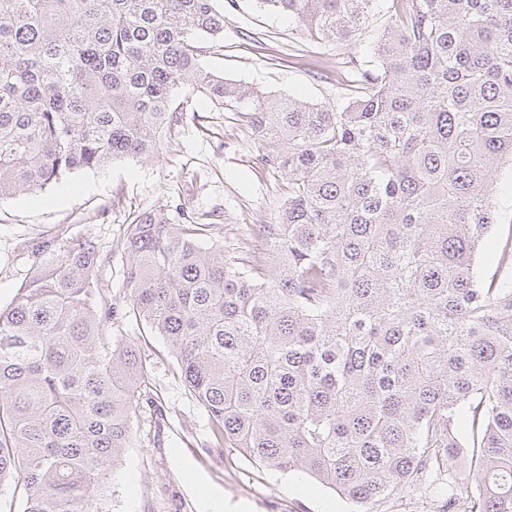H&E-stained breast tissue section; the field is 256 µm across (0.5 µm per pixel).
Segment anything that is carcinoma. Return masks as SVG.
<instances>
[{
  "mask_svg": "<svg viewBox=\"0 0 512 512\" xmlns=\"http://www.w3.org/2000/svg\"><path fill=\"white\" fill-rule=\"evenodd\" d=\"M347 41L380 0H257ZM324 106L234 84L202 58L222 0H0V198L161 154L179 86L243 103L288 180L264 252L140 213L125 301L76 235L37 245L0 309V486L21 512H110L148 368L111 325L162 337L214 446L369 507L426 485L447 512H512V240L479 255L512 170V0H387Z\"/></svg>",
  "mask_w": 512,
  "mask_h": 512,
  "instance_id": "carcinoma-1",
  "label": "carcinoma"
}]
</instances>
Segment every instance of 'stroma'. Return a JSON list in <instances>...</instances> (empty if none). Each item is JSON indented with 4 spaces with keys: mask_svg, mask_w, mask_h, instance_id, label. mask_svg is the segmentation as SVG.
I'll return each instance as SVG.
<instances>
[{
    "mask_svg": "<svg viewBox=\"0 0 512 512\" xmlns=\"http://www.w3.org/2000/svg\"><path fill=\"white\" fill-rule=\"evenodd\" d=\"M224 16L221 46L203 60L208 69L232 83L318 105L344 99L336 83L340 59L361 52L388 21L386 9H378L360 37L338 45L310 40L294 19L260 9L257 0H236ZM178 96L185 110L159 158L117 160L35 193L0 199L1 308L34 273L32 243L75 233L95 241L100 282L110 298L122 300L128 257L120 239L144 211L168 210L178 223L201 216L214 235L256 247L260 225L277 220L287 180L264 168L238 108L214 104L186 84ZM497 186V223L482 250L487 267L512 236V173L500 171ZM112 333L145 358L153 399L137 410V443L110 478L112 512H210L198 489L202 483L223 501L249 504L251 512H351L316 483L269 470L235 449L213 447L207 415L190 396L164 340L141 334L131 322L113 324Z\"/></svg>",
    "mask_w": 512,
    "mask_h": 512,
    "instance_id": "stroma-1",
    "label": "stroma"
}]
</instances>
